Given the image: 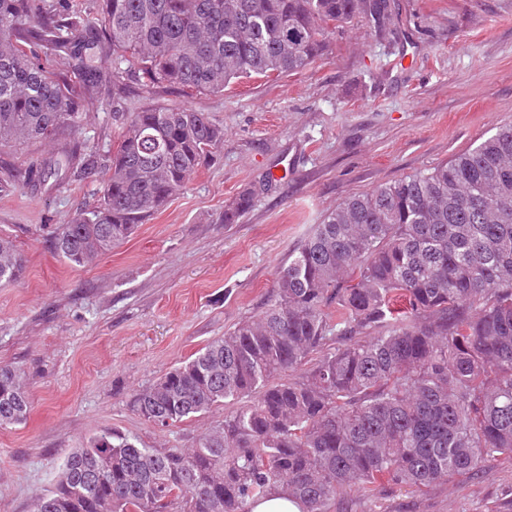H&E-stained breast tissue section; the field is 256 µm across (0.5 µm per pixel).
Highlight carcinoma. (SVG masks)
<instances>
[{"label": "carcinoma", "instance_id": "carcinoma-1", "mask_svg": "<svg viewBox=\"0 0 512 512\" xmlns=\"http://www.w3.org/2000/svg\"><path fill=\"white\" fill-rule=\"evenodd\" d=\"M361 14L387 19L380 0H101L99 34L66 0H0V150L56 146L41 166L6 169L0 191L94 172L75 134L109 57L114 87L135 77L220 93L299 73L323 54L326 28ZM223 144L204 112L132 113L99 206L58 225L52 248L72 266L111 252ZM252 202L240 193L223 222ZM24 267L1 241L0 285ZM368 329L377 335L356 339ZM249 396L191 448H149L117 430L90 438L36 512H251L275 491L333 512L347 487L420 489L512 455V125L427 173L347 197L278 267L262 315L131 406L167 428ZM30 408L16 369L0 365V427Z\"/></svg>", "mask_w": 512, "mask_h": 512}]
</instances>
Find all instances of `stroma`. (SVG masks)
Masks as SVG:
<instances>
[{"mask_svg": "<svg viewBox=\"0 0 512 512\" xmlns=\"http://www.w3.org/2000/svg\"><path fill=\"white\" fill-rule=\"evenodd\" d=\"M388 3L385 33L354 17L298 74L197 96L100 84L78 135L96 174L0 192V238L25 258L18 281L0 285V365L17 368L32 402L22 424L0 428V512H35L67 454L101 432L192 447L233 405L162 429L132 395L259 317L278 266L350 194L449 162L512 124V0ZM170 106L209 113L223 147L127 241L69 266L50 246L56 226L91 210L129 114ZM246 190L251 209L222 223ZM343 497L353 512H512V457L475 478Z\"/></svg>", "mask_w": 512, "mask_h": 512, "instance_id": "stroma-1", "label": "stroma"}]
</instances>
